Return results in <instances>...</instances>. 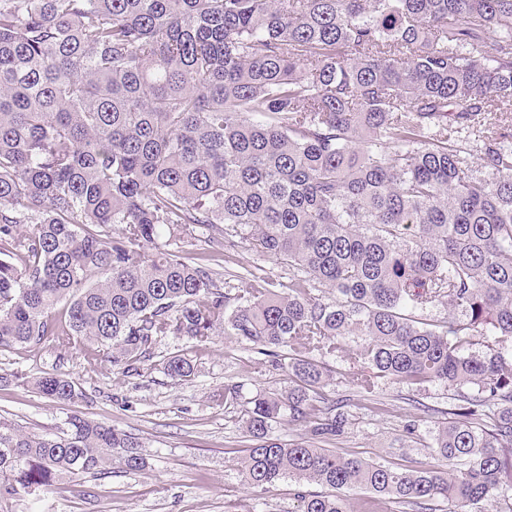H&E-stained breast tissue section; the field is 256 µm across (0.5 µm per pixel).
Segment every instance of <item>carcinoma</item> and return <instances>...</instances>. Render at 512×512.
I'll return each mask as SVG.
<instances>
[{"mask_svg":"<svg viewBox=\"0 0 512 512\" xmlns=\"http://www.w3.org/2000/svg\"><path fill=\"white\" fill-rule=\"evenodd\" d=\"M505 105L512 0H0V347L51 338L130 373L165 337L249 342L287 359L289 385L215 394L249 434L248 486L325 488L297 492L300 512H512ZM196 224L297 273L285 289L241 276L231 297L203 254L166 250ZM436 302L462 318H419ZM314 352L349 361L370 404L380 377L454 391L432 461L323 447L348 417L316 414ZM163 369L194 374L180 352ZM28 384L84 398L62 374ZM285 417L309 436L272 437ZM141 447L77 414L60 435L0 421V512L114 463L141 471Z\"/></svg>","mask_w":512,"mask_h":512,"instance_id":"carcinoma-1","label":"carcinoma"}]
</instances>
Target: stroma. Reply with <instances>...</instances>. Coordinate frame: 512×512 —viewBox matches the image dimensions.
Wrapping results in <instances>:
<instances>
[{"label": "stroma", "mask_w": 512, "mask_h": 512, "mask_svg": "<svg viewBox=\"0 0 512 512\" xmlns=\"http://www.w3.org/2000/svg\"><path fill=\"white\" fill-rule=\"evenodd\" d=\"M170 251L208 252L213 279L224 283L249 272L287 284L293 272L274 258L238 246L209 253L202 228L170 243ZM182 351L195 364L185 381L171 380L162 362ZM332 379L324 407L348 417L344 436L334 448L376 461L429 462L426 444L453 404L450 391L433 383L421 394L389 377L377 380L376 402L359 401L348 362L325 359ZM58 373L72 378L85 394L77 403L45 398L28 388L27 377ZM242 384L244 395L287 390L285 372L252 344L224 336L199 346L172 338L160 340L150 365L123 373L111 358L89 367L80 351L53 341L31 347L0 348V418L34 434L65 431L68 416L84 417L139 437L148 466L142 471L113 468L109 477L82 475L50 492L19 502L15 512H298L295 484L276 483L267 492L244 482L240 459L249 444L233 408L214 396L226 383Z\"/></svg>", "instance_id": "1"}]
</instances>
